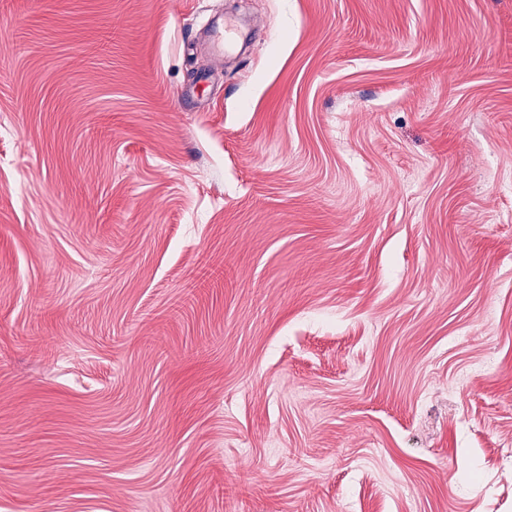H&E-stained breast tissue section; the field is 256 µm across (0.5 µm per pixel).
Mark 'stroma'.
Masks as SVG:
<instances>
[{"label": "stroma", "instance_id": "35a3bbf8", "mask_svg": "<svg viewBox=\"0 0 512 512\" xmlns=\"http://www.w3.org/2000/svg\"><path fill=\"white\" fill-rule=\"evenodd\" d=\"M0 512H512V0H0ZM237 25L232 20L220 23L218 19L208 22L201 30L197 43L208 50V52L219 62L224 61V44L225 48L232 45L236 40Z\"/></svg>", "mask_w": 512, "mask_h": 512}]
</instances>
